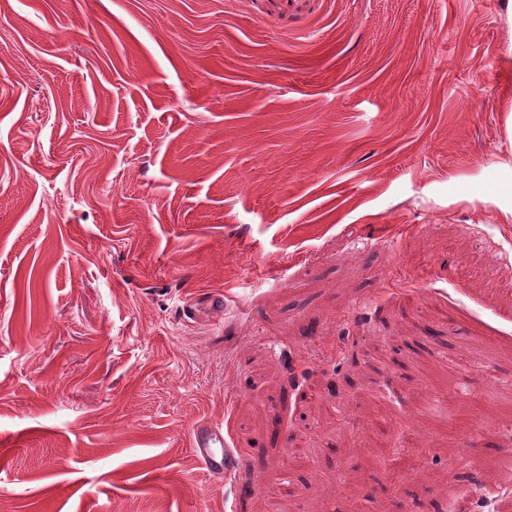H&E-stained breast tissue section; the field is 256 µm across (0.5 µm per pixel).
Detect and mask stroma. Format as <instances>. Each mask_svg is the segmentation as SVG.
I'll return each instance as SVG.
<instances>
[{"instance_id":"35a3bbf8","label":"stroma","mask_w":512,"mask_h":512,"mask_svg":"<svg viewBox=\"0 0 512 512\" xmlns=\"http://www.w3.org/2000/svg\"><path fill=\"white\" fill-rule=\"evenodd\" d=\"M510 282L512 0H0V512H512ZM190 448L208 474L219 483L243 464V457L224 436V427L213 422L196 424L192 429Z\"/></svg>"}]
</instances>
